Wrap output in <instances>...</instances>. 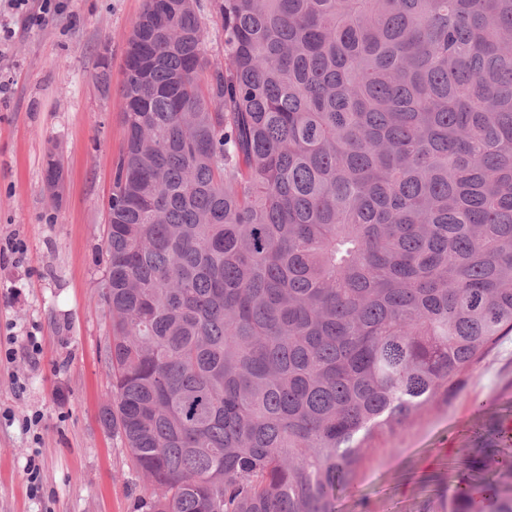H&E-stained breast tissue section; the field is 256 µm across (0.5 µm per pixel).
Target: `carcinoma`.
<instances>
[{
  "label": "carcinoma",
  "mask_w": 512,
  "mask_h": 512,
  "mask_svg": "<svg viewBox=\"0 0 512 512\" xmlns=\"http://www.w3.org/2000/svg\"><path fill=\"white\" fill-rule=\"evenodd\" d=\"M124 55L102 422L137 508L336 512L512 335V0H144Z\"/></svg>",
  "instance_id": "carcinoma-1"
}]
</instances>
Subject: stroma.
<instances>
[{"mask_svg": "<svg viewBox=\"0 0 512 512\" xmlns=\"http://www.w3.org/2000/svg\"><path fill=\"white\" fill-rule=\"evenodd\" d=\"M141 9L142 0H68L43 27L11 19L16 35L0 55V512H135L148 493L100 419L112 372L98 288L125 140L124 41ZM105 53L106 90L95 78ZM53 143L66 171L56 204L44 180ZM16 239L23 253L8 252ZM489 422L512 429V336L403 424L374 432L337 512H436L467 473L473 430Z\"/></svg>", "mask_w": 512, "mask_h": 512, "instance_id": "1", "label": "stroma"}]
</instances>
